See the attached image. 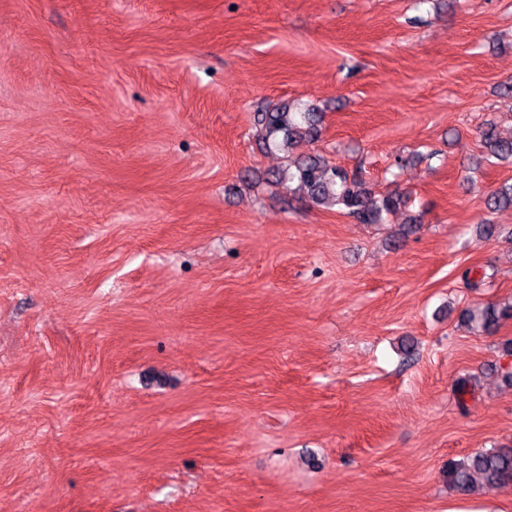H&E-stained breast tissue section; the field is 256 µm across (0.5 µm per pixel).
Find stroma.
<instances>
[{
  "label": "stroma",
  "instance_id": "obj_1",
  "mask_svg": "<svg viewBox=\"0 0 512 512\" xmlns=\"http://www.w3.org/2000/svg\"><path fill=\"white\" fill-rule=\"evenodd\" d=\"M509 82L512 0H0V512H512L446 474L512 445ZM270 103L408 208L271 183ZM482 142L485 147H489L491 153L500 158H512V136L509 138L500 137L493 125L487 126L482 131ZM506 318H512V304L503 308L488 305L481 310L478 316L469 312L465 317L469 323L477 321L483 330L494 329L502 319Z\"/></svg>",
  "mask_w": 512,
  "mask_h": 512
}]
</instances>
